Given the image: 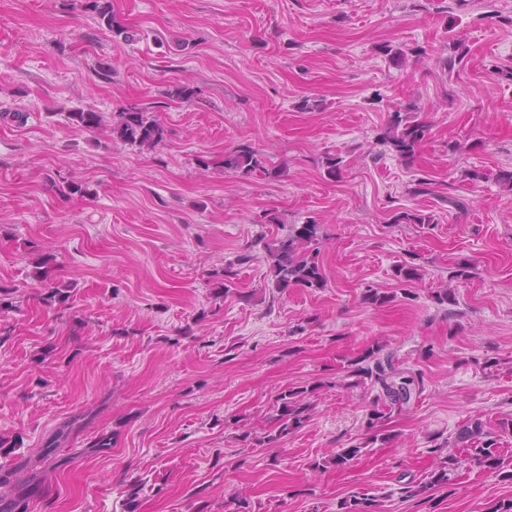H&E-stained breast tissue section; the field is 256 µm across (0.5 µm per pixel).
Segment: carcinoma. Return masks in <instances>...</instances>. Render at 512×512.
Instances as JSON below:
<instances>
[{"mask_svg": "<svg viewBox=\"0 0 512 512\" xmlns=\"http://www.w3.org/2000/svg\"><path fill=\"white\" fill-rule=\"evenodd\" d=\"M86 7L100 18L109 32L129 38L130 33L114 24L111 0H87ZM379 50L387 56L395 66L403 65L408 56L420 59L426 54V49L415 45L402 49L394 47L389 42L378 45ZM468 54L465 41L454 34L448 37V56L441 59L443 68L453 71L462 64ZM70 124L78 130H97L104 125V116L91 110H76L68 113ZM430 125L417 118L412 107L404 106L389 113L385 125L381 128L378 141L386 146L398 161L409 164L413 161L420 144L427 138ZM112 133L142 150H153L164 140V127L158 119L152 118L137 108L124 110L112 117ZM224 171L250 176L260 173L267 178L275 179L281 176V171L266 166L258 148L249 140H242L237 145L224 151ZM346 167L344 157L339 154L327 155L325 158V174L331 179H337ZM410 193L415 196H438L440 199L458 209L464 208L463 202L451 197L440 196L435 189L432 179L421 176L413 181ZM394 224H420L422 226L434 223L433 215L420 210L399 211L392 216ZM319 225L310 220L307 223L292 228L287 234L264 244L262 259L268 265L273 277V288L285 294L290 288H307L318 290L326 286V278L317 254L313 253L312 245L317 241ZM33 275L42 282H48L53 275V260L40 255L34 262ZM236 273L233 265L211 273V278L221 288V295L228 294L233 286ZM69 286L63 283L46 289L43 301L49 306H63L69 298ZM351 373L357 375V382L370 383L379 387L380 393L374 400V408L370 410L368 426L374 427V422L386 416V412L397 408L402 409L408 403L412 391L416 389L417 381L412 376H406L396 369L392 356H379V351L371 350L352 364ZM309 390L296 386L282 390L277 398L278 407L277 432L263 437H253L245 432L241 439H248L261 446H269L301 428L309 418L310 406L306 401ZM459 440L466 448L473 449L474 460L479 466L489 472H497L503 468L504 460L494 449L491 434L476 424L461 432ZM24 466L20 465L7 475L0 477V512H16L17 506L9 499L16 485L26 483L29 478L21 475ZM373 500L356 492L340 503L337 512H372Z\"/></svg>", "mask_w": 512, "mask_h": 512, "instance_id": "1", "label": "carcinoma"}]
</instances>
